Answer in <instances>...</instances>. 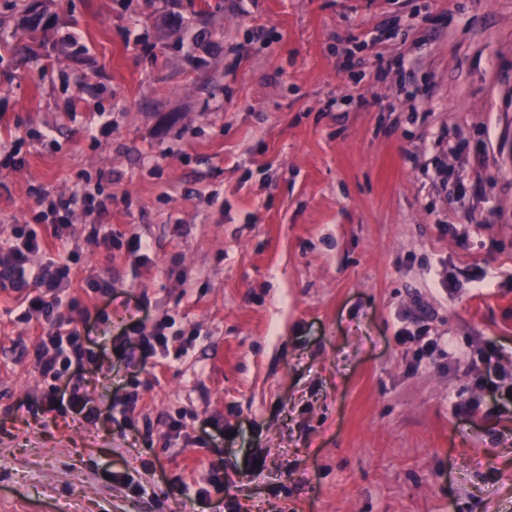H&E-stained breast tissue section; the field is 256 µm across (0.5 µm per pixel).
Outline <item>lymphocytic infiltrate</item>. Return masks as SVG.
I'll list each match as a JSON object with an SVG mask.
<instances>
[{
  "label": "lymphocytic infiltrate",
  "mask_w": 512,
  "mask_h": 512,
  "mask_svg": "<svg viewBox=\"0 0 512 512\" xmlns=\"http://www.w3.org/2000/svg\"><path fill=\"white\" fill-rule=\"evenodd\" d=\"M107 210L106 200L91 194L43 195L41 203L52 217L50 232L30 224L13 225L11 235L0 243V286L19 293L22 302L17 320H37L47 327L34 352V362L46 381L49 403H65L79 416H86L87 402L79 385L64 388L72 367L95 362L98 354L90 337L65 328L61 318L64 298L71 283L75 252L71 216L77 203Z\"/></svg>",
  "instance_id": "f902f5d3"
}]
</instances>
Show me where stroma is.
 Returning a JSON list of instances; mask_svg holds the SVG:
<instances>
[{"label":"stroma","instance_id":"stroma-1","mask_svg":"<svg viewBox=\"0 0 512 512\" xmlns=\"http://www.w3.org/2000/svg\"><path fill=\"white\" fill-rule=\"evenodd\" d=\"M1 144L0 241L43 192L112 205L73 219L93 421L47 404L0 289V512H512L478 384L512 387V0H0ZM132 457L146 494L111 480ZM134 326L140 335V348L145 357L157 355H161L164 359L170 357V336L165 333L168 324L156 323L148 326L145 322L138 321Z\"/></svg>","mask_w":512,"mask_h":512}]
</instances>
